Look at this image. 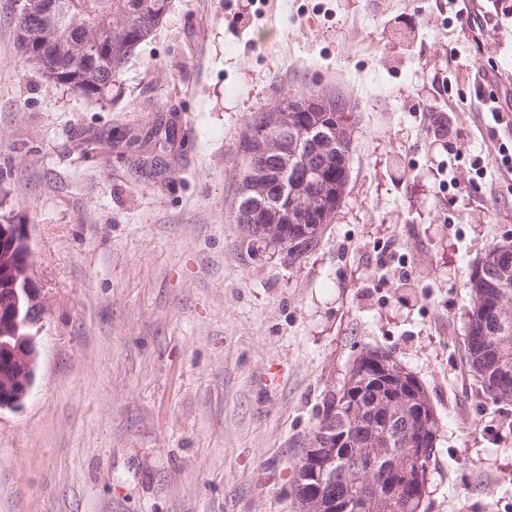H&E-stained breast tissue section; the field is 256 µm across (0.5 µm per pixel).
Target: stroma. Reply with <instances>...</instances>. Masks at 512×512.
<instances>
[{"instance_id": "stroma-1", "label": "stroma", "mask_w": 512, "mask_h": 512, "mask_svg": "<svg viewBox=\"0 0 512 512\" xmlns=\"http://www.w3.org/2000/svg\"><path fill=\"white\" fill-rule=\"evenodd\" d=\"M21 3L0 0V224L28 225L45 313L32 393L0 413V512H295L323 399L369 350L437 413L421 512H512V403L464 350L469 274L512 236V0L469 5L496 118L443 90L444 0H171L99 101L25 61ZM306 87L358 125L343 203L291 262L229 212L251 114Z\"/></svg>"}]
</instances>
